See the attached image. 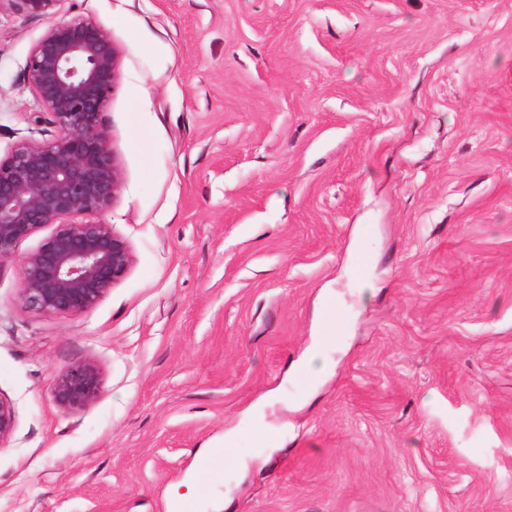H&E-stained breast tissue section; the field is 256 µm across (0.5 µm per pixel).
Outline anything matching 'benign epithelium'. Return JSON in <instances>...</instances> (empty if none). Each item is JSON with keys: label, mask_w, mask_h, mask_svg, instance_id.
I'll return each instance as SVG.
<instances>
[{"label": "benign epithelium", "mask_w": 512, "mask_h": 512, "mask_svg": "<svg viewBox=\"0 0 512 512\" xmlns=\"http://www.w3.org/2000/svg\"><path fill=\"white\" fill-rule=\"evenodd\" d=\"M17 10L49 19L24 67L27 85L55 126L47 143L27 139L0 157V261L44 226L54 232L22 260L19 299L42 312L79 314L129 272V242L110 224L68 223L74 214L109 208L122 183L101 114L119 78L120 50L112 32L92 20L57 21V0H14ZM101 393L98 368L83 362L55 378L53 394L67 414L83 411ZM15 426L0 401V442Z\"/></svg>", "instance_id": "7a95c632"}]
</instances>
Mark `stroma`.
I'll list each match as a JSON object with an SVG mask.
<instances>
[{
    "label": "stroma",
    "instance_id": "1",
    "mask_svg": "<svg viewBox=\"0 0 512 512\" xmlns=\"http://www.w3.org/2000/svg\"><path fill=\"white\" fill-rule=\"evenodd\" d=\"M111 30L128 274L0 261V512H512V0H58ZM0 0V155L55 128ZM345 350L307 380L327 291ZM91 361L80 413L54 379ZM236 443L202 473L199 456ZM52 389L55 401L63 412L79 413L100 396L101 379L98 368L92 362L73 366L55 378Z\"/></svg>",
    "mask_w": 512,
    "mask_h": 512
}]
</instances>
